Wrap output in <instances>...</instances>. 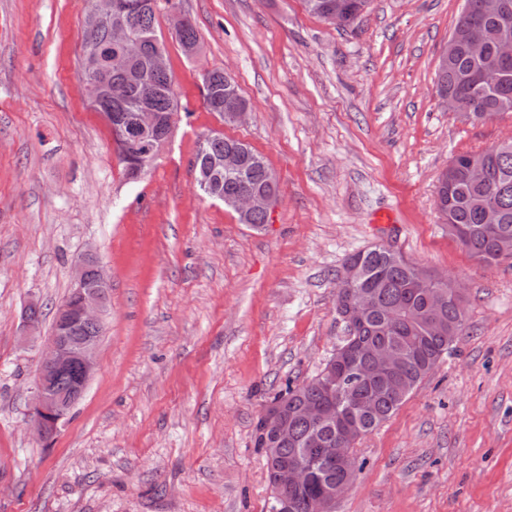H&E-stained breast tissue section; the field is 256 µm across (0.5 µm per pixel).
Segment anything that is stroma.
I'll list each match as a JSON object with an SVG mask.
<instances>
[{
	"label": "stroma",
	"mask_w": 512,
	"mask_h": 512,
	"mask_svg": "<svg viewBox=\"0 0 512 512\" xmlns=\"http://www.w3.org/2000/svg\"><path fill=\"white\" fill-rule=\"evenodd\" d=\"M464 0H370L345 30L301 0H160L179 122L127 180L79 79L85 0H0V512H270L255 425L335 349V273L385 244L465 288V332L355 445L333 512H512V261L484 263L435 207L452 157L512 138V114L462 118L436 92ZM229 69L252 111L209 112ZM222 129L261 153L279 195L262 227L198 190L191 162ZM97 252L109 304L97 371L49 440L30 428L40 346L21 313L72 291ZM172 30L174 33L181 30L186 22V18L176 7L170 11ZM175 39L181 44L186 53H192L198 46V33L195 26L188 21L187 25L174 35ZM207 81L203 77V98L207 109L217 114L225 125H230L225 118L233 122L235 125L243 124L251 112L249 105H236L232 107L231 112L226 111V99L230 92H234L244 101H249L241 94L237 83L229 78L224 71L213 70L207 73Z\"/></svg>",
	"instance_id": "obj_1"
}]
</instances>
